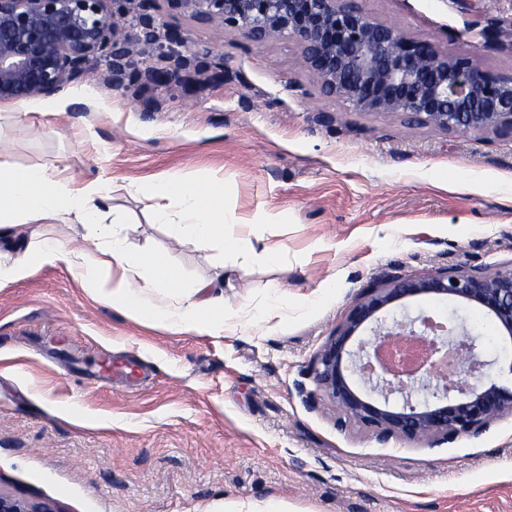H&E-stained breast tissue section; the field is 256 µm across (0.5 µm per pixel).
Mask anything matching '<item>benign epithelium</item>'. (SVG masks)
<instances>
[{
  "mask_svg": "<svg viewBox=\"0 0 512 512\" xmlns=\"http://www.w3.org/2000/svg\"><path fill=\"white\" fill-rule=\"evenodd\" d=\"M144 58L115 21L112 0H0V100L27 101L61 92L107 63L106 81L143 91L177 86L196 94L224 83V63L208 51L188 55L182 29L150 14L155 0H138ZM197 24L242 30L255 43L278 35L300 46L322 92L359 112H376L444 132L512 136V73L492 72L478 53L451 54L380 22L351 0H167ZM484 43L512 46L509 27L480 31ZM418 296L453 298L491 316L512 339V266L450 265L412 277L385 273L364 289L315 356L318 387L348 421L380 443L405 438L435 446L477 435L512 415V385L484 382L488 366L479 336L454 320L420 315L387 325L384 310ZM367 327L373 336L359 339ZM432 401L413 402L417 390ZM0 512H59L46 501L0 491Z\"/></svg>",
  "mask_w": 512,
  "mask_h": 512,
  "instance_id": "benign-epithelium-1",
  "label": "benign epithelium"
}]
</instances>
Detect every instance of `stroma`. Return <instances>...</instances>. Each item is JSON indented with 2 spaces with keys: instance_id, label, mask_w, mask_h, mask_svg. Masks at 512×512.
I'll use <instances>...</instances> for the list:
<instances>
[{
  "instance_id": "stroma-1",
  "label": "stroma",
  "mask_w": 512,
  "mask_h": 512,
  "mask_svg": "<svg viewBox=\"0 0 512 512\" xmlns=\"http://www.w3.org/2000/svg\"><path fill=\"white\" fill-rule=\"evenodd\" d=\"M441 51L512 49L479 34L512 0H357ZM155 13L224 63L200 96L135 97L105 68L42 98L0 103V161L55 167L73 189L109 178L99 221L135 250H170L185 280L223 274V333L146 325L97 302L65 266L29 261L45 225L0 230V491L60 512H512V416L436 446L336 426L311 364L387 271L512 263V137L445 133L325 95L294 41L258 44L157 0ZM176 175L224 182V234L278 262L174 243L134 192ZM270 210L279 224H256ZM286 297L268 318L272 291ZM456 316L481 333L487 380L512 379V340L485 312L420 296L395 318ZM317 401L308 409L304 393Z\"/></svg>"
}]
</instances>
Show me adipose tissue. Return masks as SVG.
Wrapping results in <instances>:
<instances>
[{
	"label": "adipose tissue",
	"instance_id": "ef3b65f1",
	"mask_svg": "<svg viewBox=\"0 0 512 512\" xmlns=\"http://www.w3.org/2000/svg\"><path fill=\"white\" fill-rule=\"evenodd\" d=\"M100 191L97 181L77 192L54 170L0 164V227L62 215L74 226L97 223L93 199ZM138 192L155 222L166 225L174 240L219 242L237 259L278 258L277 252L257 250L250 238L225 236L223 181L196 185L170 176L139 186ZM33 253L39 261L78 272L98 302L143 323L180 331L224 330V297L216 292L217 280L187 284L167 254L135 251L117 238L110 248L94 252L37 244Z\"/></svg>",
	"mask_w": 512,
	"mask_h": 512
}]
</instances>
